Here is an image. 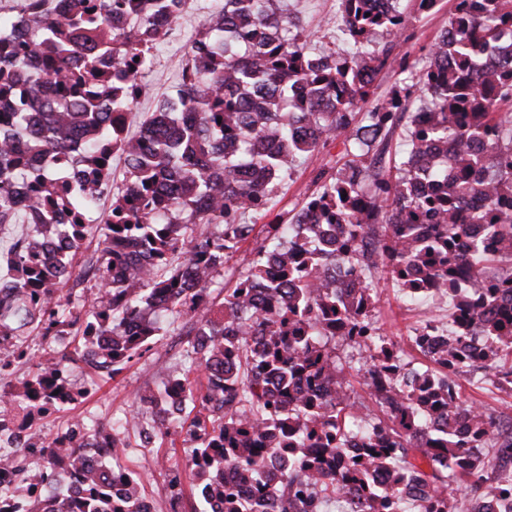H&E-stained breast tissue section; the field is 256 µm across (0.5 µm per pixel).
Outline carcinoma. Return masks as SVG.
I'll return each instance as SVG.
<instances>
[{"mask_svg": "<svg viewBox=\"0 0 512 512\" xmlns=\"http://www.w3.org/2000/svg\"><path fill=\"white\" fill-rule=\"evenodd\" d=\"M135 2L69 0L63 13L32 16L18 54L0 53V107L22 106L12 113L11 132L0 137V226L16 223L20 213L33 225L6 253L0 324L18 341L29 326L41 336L69 330L78 343L59 358L65 365L88 357L91 334L104 336L98 363L110 374L167 330L187 337L205 382L168 373L161 393L148 390L138 399L169 406L171 416L135 410L112 419L104 436L121 458L179 425L195 442L183 467L198 500L191 512H210L216 497L223 498L222 512H253L251 500L224 493L228 468L253 491L279 470V512H321L352 485L360 489L352 512H399L406 501L419 512H456L450 475L470 489L471 512H483L502 487L482 449H512V438L501 439L496 418L478 404L467 406L466 424L457 426L448 398L459 394L448 388V363L479 336L484 346L470 369L512 385V310L492 308L498 294H512V138H503L512 124V57L489 58L501 27L512 26V0H456L448 28L421 65L396 49L411 12L424 13L425 0H391L387 13L371 11L369 0H338L349 49L333 42L318 53L308 50L315 32L280 0H211L175 94L161 97L143 123L149 132L143 144L125 134L132 88L142 87L149 51L171 29L154 16L176 22L184 0H161L150 12ZM121 14L131 19L128 28L109 30L111 17ZM109 50L112 67L126 68L124 84L99 66ZM385 70L400 79L358 111ZM423 107L435 122L420 133L413 114ZM405 120L406 149L393 154L389 135ZM339 137L345 154L316 175L317 189L299 209L263 225L253 258L234 287L222 289L221 316L211 319L218 268L255 231L256 220L275 209L291 161ZM77 141L81 150L74 153ZM110 148L125 158L115 187ZM43 153L59 158L58 167L30 170L31 155ZM417 156L439 191L412 190ZM83 168L101 172V189L112 190V222L103 225L96 250L100 296L78 310L64 286L76 273L89 227L69 224L60 239L49 214L57 205L75 217L94 207L98 189L73 184ZM25 176L35 185L27 205L11 190ZM474 195L491 202L478 221L490 226L494 253L479 244L463 248L469 225L460 207ZM338 205L350 228L321 259H294L289 247L305 219L330 224ZM431 222L437 232L418 237L414 226ZM46 252L53 255L49 264L41 260ZM273 255L282 276L269 308L253 302L249 288ZM341 263L362 277L378 272L399 283L410 300L448 294L454 309L448 346H417L435 369L400 363L395 343L373 324L375 288L355 303L339 300L330 272ZM490 264L501 271V287L489 291L481 273ZM463 265L472 272L467 291L456 288ZM157 292L167 297L166 324L158 313L142 312ZM136 318L134 336L126 324ZM338 327L347 334L336 335ZM355 361L367 366L370 405L351 398ZM28 363L32 374L0 395V413L21 398L53 396L47 369L34 355ZM271 377L283 383L277 395L267 390ZM298 380L311 388L328 384L327 399L294 394ZM389 406L402 416H388ZM355 429L365 431L362 453L344 460L336 443ZM41 451L45 478L62 483L56 442L44 437ZM373 470L385 473L384 484L367 481ZM108 478L90 476L72 512H99ZM140 496L138 480L106 512H133Z\"/></svg>", "mask_w": 512, "mask_h": 512, "instance_id": "1", "label": "carcinoma"}]
</instances>
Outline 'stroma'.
I'll return each instance as SVG.
<instances>
[{"mask_svg":"<svg viewBox=\"0 0 512 512\" xmlns=\"http://www.w3.org/2000/svg\"><path fill=\"white\" fill-rule=\"evenodd\" d=\"M206 3L207 0H195L160 44L159 54L153 57L142 79V92L134 103L135 119L129 126L131 133L139 132L141 119L153 111L162 95L174 92L187 59L186 53L201 28ZM285 3L289 12L298 15L307 28L318 31L319 35L330 41L338 37L336 0H285ZM453 9L454 0H439L435 13L412 18L398 43V52L412 61L420 59L447 27ZM344 151L343 142L336 140L325 148L299 156L287 184L278 195V211L301 206L315 188L313 178L316 173L332 166ZM377 291L380 298L377 318L384 334L401 344L415 367L425 366V359L409 341L408 330L423 318L441 322L447 320L449 301L432 297L407 300L393 281L378 286ZM186 347V337L166 335L150 351L134 357L118 374L101 376L85 366L74 369L76 382L90 386L91 391L82 403L50 418L45 428L46 434L60 431L76 418L92 416L106 422L128 414L135 403L136 393L156 388L172 365H179L189 377H197L196 365L185 356ZM457 383L464 401L480 404L497 417L512 415V390H501L490 383L480 385L465 375L459 376ZM187 454L188 448L182 435L174 434L157 443L149 454L137 451L129 454L126 461L131 469L140 472L144 493L162 501L167 496V470L174 462L184 461Z\"/></svg>","mask_w":512,"mask_h":512,"instance_id":"1","label":"stroma"}]
</instances>
